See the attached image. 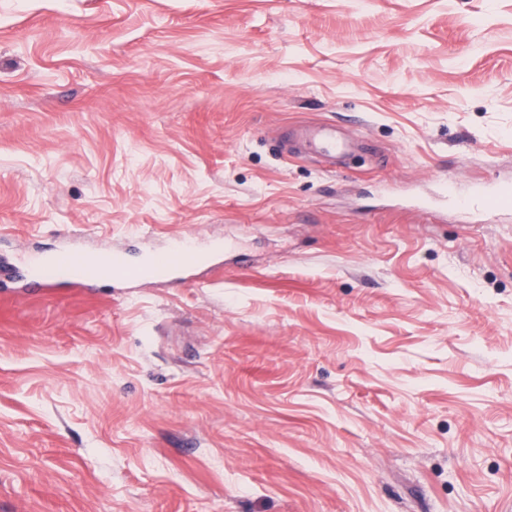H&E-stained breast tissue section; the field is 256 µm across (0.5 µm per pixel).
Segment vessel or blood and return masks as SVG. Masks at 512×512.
Returning a JSON list of instances; mask_svg holds the SVG:
<instances>
[{"label":"vessel or blood","instance_id":"1","mask_svg":"<svg viewBox=\"0 0 512 512\" xmlns=\"http://www.w3.org/2000/svg\"><path fill=\"white\" fill-rule=\"evenodd\" d=\"M309 138L320 154L326 157L336 156L346 150L345 143L337 139L336 128L331 124L312 131ZM497 191V186L488 185L462 195L457 191L456 181H448L442 186L445 197L453 200L459 210L471 214L490 212ZM198 261L199 256L193 249L191 237L180 233L172 237L168 250L160 253L153 251L142 256L136 267L137 278L144 281L158 278L163 273H185L195 269ZM126 277L127 265L123 254L109 250L89 259L71 248L63 247L21 269L0 265V288L4 290L21 280L30 286L48 287L58 279L77 283H116L125 281Z\"/></svg>","mask_w":512,"mask_h":512}]
</instances>
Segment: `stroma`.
Listing matches in <instances>:
<instances>
[{
  "label": "stroma",
  "mask_w": 512,
  "mask_h": 512,
  "mask_svg": "<svg viewBox=\"0 0 512 512\" xmlns=\"http://www.w3.org/2000/svg\"><path fill=\"white\" fill-rule=\"evenodd\" d=\"M62 231L204 260L0 296V512H512V0H0V251ZM308 137L316 146L320 154L325 157H335L336 154L345 152L346 144L336 138V128L333 124L322 126L311 133ZM457 189V183L452 178H448V183L441 187L444 197L453 200L459 210L471 214H484L492 210V202L497 199L493 194L497 193L500 187L494 185L483 186L474 189L472 193L467 195H460Z\"/></svg>",
  "instance_id": "stroma-1"
}]
</instances>
